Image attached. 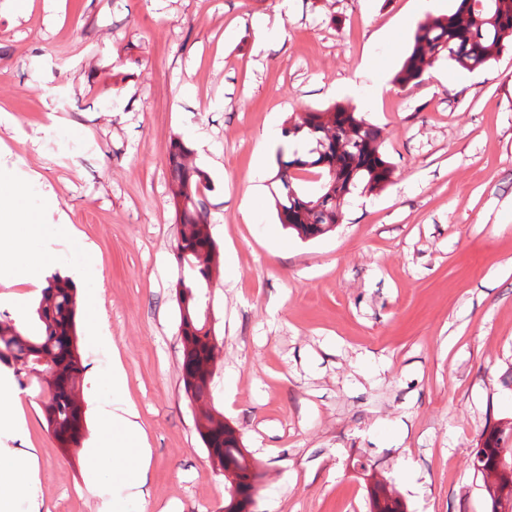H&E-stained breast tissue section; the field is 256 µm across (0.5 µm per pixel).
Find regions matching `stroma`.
Returning <instances> with one entry per match:
<instances>
[{"instance_id":"35a3bbf8","label":"stroma","mask_w":512,"mask_h":512,"mask_svg":"<svg viewBox=\"0 0 512 512\" xmlns=\"http://www.w3.org/2000/svg\"><path fill=\"white\" fill-rule=\"evenodd\" d=\"M421 2L0 0V175L30 180L0 236V313L31 325L41 294L16 277L17 239L51 270L81 268L88 426L63 454L36 391L18 388L0 448L34 451L38 475L13 512H224L181 382L176 138L209 178L213 239L236 256L233 279L219 269L209 285L224 342L211 403L260 467L255 512H368L371 481L410 512H489L471 460L485 425L512 424V50L472 74L440 60L399 88ZM364 63L384 87L372 99L348 87ZM336 102L383 128L391 183L301 239L277 217L278 137L246 222L268 129ZM47 186L65 223L43 213ZM116 351L151 448L140 500L119 477L85 478Z\"/></svg>"}]
</instances>
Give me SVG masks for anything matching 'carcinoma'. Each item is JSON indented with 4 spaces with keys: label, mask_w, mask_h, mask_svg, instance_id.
<instances>
[{
    "label": "carcinoma",
    "mask_w": 512,
    "mask_h": 512,
    "mask_svg": "<svg viewBox=\"0 0 512 512\" xmlns=\"http://www.w3.org/2000/svg\"><path fill=\"white\" fill-rule=\"evenodd\" d=\"M512 43V0H460L457 11L430 17L418 24L410 50L394 82L406 88L419 84L440 59L473 73L497 59ZM286 147L277 153L278 179L283 187L276 203L278 219L302 239L330 231L342 220L347 196L359 190L373 193L391 180V164L381 152L383 131L351 105L308 109L282 130ZM169 194L180 222L177 288L183 343L181 381L197 403L196 430L212 468L224 476L228 512H242L234 486L255 498L261 474L246 457L241 437L224 415L207 404L213 363L222 350L203 307L219 250L208 231L201 190L209 188L204 173L193 165L191 150L179 139L169 149ZM314 182L318 189L306 191ZM38 326L0 320V364L16 376L36 380L44 421L65 452L82 447L87 434L85 409L79 395L84 371L77 326V288L54 273L47 279L35 308ZM42 357L44 367L32 360ZM472 467L482 477L490 512L512 503V426L487 425L473 450ZM368 512H408L406 501L378 483L367 489Z\"/></svg>",
    "instance_id": "1"
}]
</instances>
